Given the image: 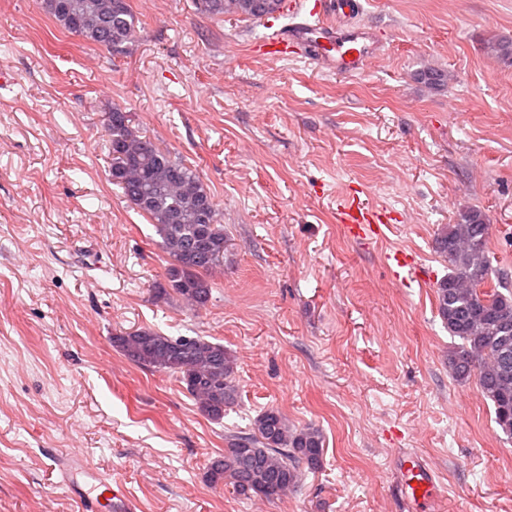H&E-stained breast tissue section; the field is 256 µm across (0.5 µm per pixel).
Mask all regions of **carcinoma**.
Masks as SVG:
<instances>
[{"mask_svg": "<svg viewBox=\"0 0 512 512\" xmlns=\"http://www.w3.org/2000/svg\"><path fill=\"white\" fill-rule=\"evenodd\" d=\"M46 11L68 32L120 53L133 38L137 20L128 0H43ZM211 16L235 14L261 19L278 12L282 0H194ZM112 156V184L154 224L160 245L171 259L167 287L200 310L210 300L208 272L224 261L226 239L218 208L200 175L151 138L132 127L120 107L106 126ZM489 225L472 212L441 229L439 251L451 271L436 282L438 313L451 336L461 343L449 354L455 377L476 376L493 403L495 423L512 438V292L483 290L492 273L487 251ZM130 361L175 376L199 410L221 422L238 404L240 389L234 361L224 345L202 336H165L138 328L112 337ZM321 431L295 428L276 408L262 411L252 432L229 439L224 455L207 470L210 484L227 482L247 499H277L296 488L301 468L321 467Z\"/></svg>", "mask_w": 512, "mask_h": 512, "instance_id": "obj_1", "label": "carcinoma"}]
</instances>
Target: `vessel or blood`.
Masks as SVG:
<instances>
[{"label":"vessel or blood","mask_w":512,"mask_h":512,"mask_svg":"<svg viewBox=\"0 0 512 512\" xmlns=\"http://www.w3.org/2000/svg\"><path fill=\"white\" fill-rule=\"evenodd\" d=\"M359 0H289L283 10L293 17L288 29H275L264 43L267 53L286 58L316 60L322 68L339 74L361 70L382 52L383 43L374 29L352 23ZM387 212L368 207L357 194L344 196L338 204V220L353 239L379 236L387 224ZM408 503L413 512H431L440 497L437 477L425 460L414 453L397 461ZM61 485L79 500L83 512H126L127 506L110 479L88 467L74 455L55 456L51 464ZM83 475L87 486L74 483Z\"/></svg>","instance_id":"vessel-or-blood-1"}]
</instances>
